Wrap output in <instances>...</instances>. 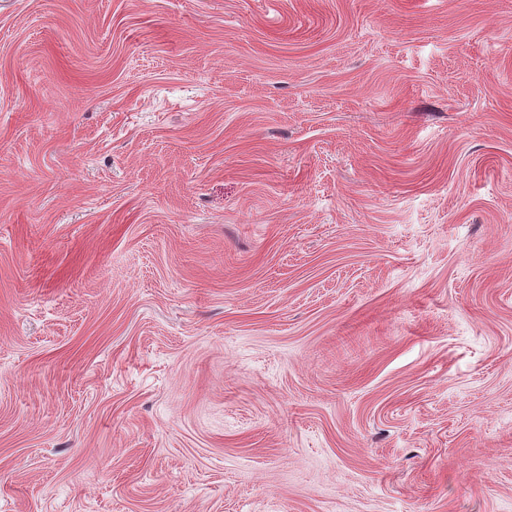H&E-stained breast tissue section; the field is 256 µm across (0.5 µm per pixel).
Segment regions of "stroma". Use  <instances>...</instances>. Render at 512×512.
<instances>
[{
    "label": "stroma",
    "instance_id": "stroma-1",
    "mask_svg": "<svg viewBox=\"0 0 512 512\" xmlns=\"http://www.w3.org/2000/svg\"><path fill=\"white\" fill-rule=\"evenodd\" d=\"M0 512H512V0H0Z\"/></svg>",
    "mask_w": 512,
    "mask_h": 512
}]
</instances>
